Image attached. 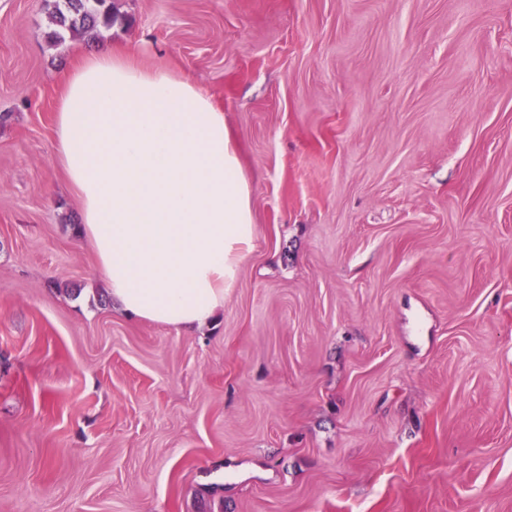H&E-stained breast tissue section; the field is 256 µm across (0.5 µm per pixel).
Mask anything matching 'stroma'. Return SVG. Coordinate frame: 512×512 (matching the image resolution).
<instances>
[{
	"label": "stroma",
	"mask_w": 512,
	"mask_h": 512,
	"mask_svg": "<svg viewBox=\"0 0 512 512\" xmlns=\"http://www.w3.org/2000/svg\"><path fill=\"white\" fill-rule=\"evenodd\" d=\"M0 0V512H512V0ZM135 45L224 111L217 321L100 303L51 121ZM52 19L54 36L63 44L67 34L94 36L99 28L112 26L116 13L111 0H55Z\"/></svg>",
	"instance_id": "obj_1"
}]
</instances>
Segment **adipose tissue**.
<instances>
[{"label": "adipose tissue", "mask_w": 512, "mask_h": 512, "mask_svg": "<svg viewBox=\"0 0 512 512\" xmlns=\"http://www.w3.org/2000/svg\"><path fill=\"white\" fill-rule=\"evenodd\" d=\"M53 150L80 202L77 243L95 254L113 309L178 330L208 325L254 238L223 111L136 48L81 52Z\"/></svg>", "instance_id": "adipose-tissue-1"}]
</instances>
